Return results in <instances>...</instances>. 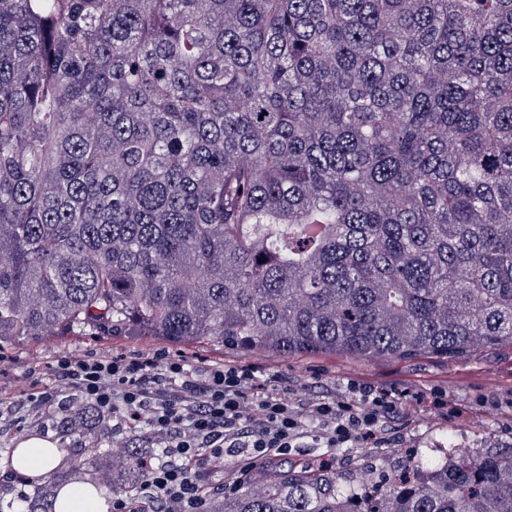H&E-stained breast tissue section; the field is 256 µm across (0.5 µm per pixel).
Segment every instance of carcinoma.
<instances>
[{"label": "carcinoma", "instance_id": "carcinoma-1", "mask_svg": "<svg viewBox=\"0 0 512 512\" xmlns=\"http://www.w3.org/2000/svg\"><path fill=\"white\" fill-rule=\"evenodd\" d=\"M512 345V0H0V347ZM139 442L98 479L143 480ZM211 512H512V451Z\"/></svg>", "mask_w": 512, "mask_h": 512}]
</instances>
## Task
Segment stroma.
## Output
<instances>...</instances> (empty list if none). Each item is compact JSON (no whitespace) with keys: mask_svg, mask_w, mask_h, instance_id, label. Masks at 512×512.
I'll return each mask as SVG.
<instances>
[{"mask_svg":"<svg viewBox=\"0 0 512 512\" xmlns=\"http://www.w3.org/2000/svg\"><path fill=\"white\" fill-rule=\"evenodd\" d=\"M156 342L140 336H94L87 332H66L6 350L11 364L0 369V383L21 388L31 367L64 356H109L121 352L159 350ZM240 364L256 372V385L268 382L269 372H278L282 380L299 389L317 394L346 396L352 379H365L400 395L405 409L391 424L400 444L395 448H338L333 452L337 473L349 480L361 474L372 477L371 489L384 485L407 454L425 458L438 456L439 445L455 435L483 454L512 446V346L483 350L466 357L446 361L419 357L404 361L370 360L355 364L334 359L283 358L271 361L262 355L243 356ZM442 389L448 397L444 409L428 411L423 397L434 389ZM57 412L30 416L23 427L10 426L0 418V459L6 458L17 439L32 434H52L66 452L65 464L45 480H30L24 490L14 489L7 477L9 468L0 466V512H18L23 495L37 489L52 487L61 481L84 478V471L75 469L73 461L79 450L95 452L105 448L112 437L111 420H103L94 436L65 435L57 427Z\"/></svg>","mask_w":512,"mask_h":512,"instance_id":"stroma-1","label":"stroma"}]
</instances>
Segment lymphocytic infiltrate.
<instances>
[{
	"label": "lymphocytic infiltrate",
	"mask_w": 512,
	"mask_h": 512,
	"mask_svg": "<svg viewBox=\"0 0 512 512\" xmlns=\"http://www.w3.org/2000/svg\"><path fill=\"white\" fill-rule=\"evenodd\" d=\"M254 373L234 361L202 369L158 350L110 357H66L30 372L22 390L0 386V400L34 411L61 407L63 393L114 421V440L142 439L146 477L138 495L116 490L112 512H210L211 471L225 457L238 468L236 489L258 461L279 457L312 438L325 448H392L383 424L402 409L369 381L351 380L353 400L311 395L280 382L255 390Z\"/></svg>",
	"instance_id": "f902f5d3"
}]
</instances>
